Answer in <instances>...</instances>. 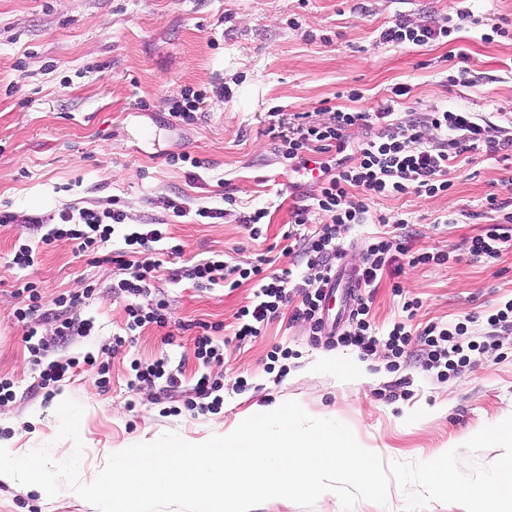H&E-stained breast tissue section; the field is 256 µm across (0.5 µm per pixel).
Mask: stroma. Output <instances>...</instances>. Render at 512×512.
Instances as JSON below:
<instances>
[{
  "label": "stroma",
  "instance_id": "stroma-1",
  "mask_svg": "<svg viewBox=\"0 0 512 512\" xmlns=\"http://www.w3.org/2000/svg\"><path fill=\"white\" fill-rule=\"evenodd\" d=\"M459 9L471 11L478 24L424 46L379 41L398 15L427 24ZM504 20L512 24V0H0V210L43 216L116 198L128 223L137 224L167 219L165 203L178 196L193 208L226 210L217 224L188 217L169 222L162 245L181 246L178 265L216 254L234 265L261 255L273 269L301 273L307 256L300 239L289 243L283 234L292 186L310 184L311 177L278 156L268 132L271 113L287 123L300 115L324 123L331 111L351 104L349 91L361 92L354 104L371 112L391 87L406 83L412 91L400 120L423 122L430 112L462 105L512 137V39L484 38ZM461 49L470 57V81L452 87L448 69ZM187 89L206 92L204 110L191 125L169 121L170 99ZM182 152L197 157L200 167L169 163ZM506 166L498 154H464L448 193L380 199L373 213L384 223L341 229L336 246L349 270L359 269L369 241L383 234L405 238L415 251L454 254L443 265L405 266L398 280L383 279L373 289L369 320L379 345L368 359L312 345L307 324L293 320L289 305L261 336L234 343L236 313L251 300L252 283L198 288L172 281L165 266L154 286L167 300V325H145L126 350L105 352L127 324V300L112 294L113 281L124 275L120 265L76 255L66 240L42 245L38 225L0 224V381L14 391L0 404V442L24 454L46 446L55 461L67 460L74 444L58 439L55 410L69 398L84 409V483L113 451L167 432L201 443L253 406L274 409L290 400L310 416L346 424L386 463L430 461L441 449L460 446L512 416V334L497 336V349L470 352L468 363L445 380L425 370L415 340L399 370H391L385 341L404 316L405 298L421 302L414 330L465 321L479 337L484 316L512 298V246L495 259L473 258L466 249L491 222L486 197L512 195L502 184ZM228 188L236 198L229 207ZM256 208L267 217L254 240L238 218ZM400 216L405 224L394 225ZM22 244L35 252L28 269L12 263ZM25 278L37 281L48 310L58 295L95 285L91 298L62 311L77 321L93 319L90 335L55 339L51 320L38 332L55 340L50 359L90 354L105 363L106 382L86 366L70 380L41 386L27 327L15 316L12 285ZM396 282L402 293L393 290ZM202 324L223 346L222 363L196 358ZM169 333L176 338L171 347L163 342ZM282 350L289 358L273 360ZM164 354L181 365L180 387L134 383V364ZM329 356L337 367L326 365ZM203 373L221 382L224 402L215 411L187 410ZM0 512L95 509L64 481L52 498L0 481Z\"/></svg>",
  "mask_w": 512,
  "mask_h": 512
}]
</instances>
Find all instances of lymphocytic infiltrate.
Returning <instances> with one entry per match:
<instances>
[{
    "label": "lymphocytic infiltrate",
    "mask_w": 512,
    "mask_h": 512,
    "mask_svg": "<svg viewBox=\"0 0 512 512\" xmlns=\"http://www.w3.org/2000/svg\"><path fill=\"white\" fill-rule=\"evenodd\" d=\"M447 20L419 25L401 16L384 27L380 41L396 46H423L450 36ZM408 84L399 83L377 110L334 111L328 122H304L290 134L280 137L277 151L295 169L316 165L319 175L309 191L297 194L291 222L308 223L311 213L326 215L327 220L305 240L309 256L305 271L293 275L285 270L267 273L261 261L247 265H231L218 258L202 260L185 270L184 276L203 288L224 283L235 288L250 281L255 286L254 298L239 309L234 337L237 342L260 336L269 320L282 306L293 305V316L308 323L313 341L329 347H351L361 357L375 354L377 340L368 320L371 287L382 275L398 276L403 262L413 265L448 262V251L410 253L408 247L391 237H378L365 250L364 266L358 279L364 291L355 299L346 328L330 332L320 316L322 302L334 260L341 254L336 248L340 229L349 224L367 223L376 199L417 194L434 197L447 193L453 182L451 173L458 157L477 150L496 153L512 149V138L501 137L498 127L487 118L463 107L431 112L426 124L402 122L395 110L401 99L410 94ZM363 130L358 142H351L353 129ZM488 211L497 219L483 234L473 237L467 250L474 258H497L512 242V197L489 196ZM126 214L115 200L103 207L66 206L44 216L48 230L43 244L60 240L74 241L80 252L97 255L99 261H117L127 272L125 278L112 284V292L127 297L128 333L145 324L163 327L167 324V301L155 292L154 282L163 260L157 258L154 243L166 235L165 222L154 219L129 226L124 236L126 251L114 257L105 253L115 225L124 223ZM466 324L452 326L429 324L420 332L426 352L425 368L446 379L468 361L469 352L489 350L493 341H476L468 336Z\"/></svg>",
    "instance_id": "f902f5d3"
}]
</instances>
